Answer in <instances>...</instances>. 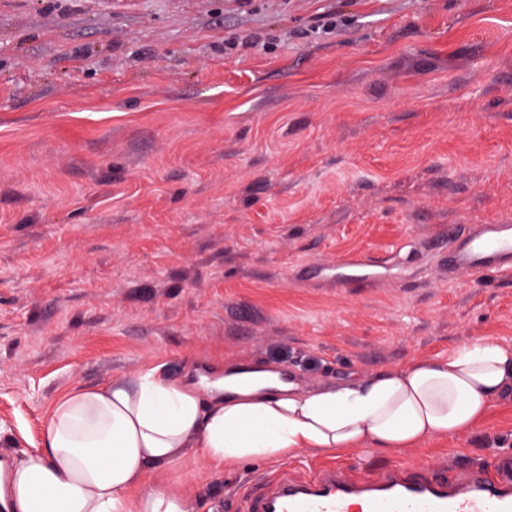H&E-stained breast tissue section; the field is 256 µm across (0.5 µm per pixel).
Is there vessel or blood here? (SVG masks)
<instances>
[{"instance_id": "b4317fda", "label": "vessel or blood", "mask_w": 512, "mask_h": 512, "mask_svg": "<svg viewBox=\"0 0 512 512\" xmlns=\"http://www.w3.org/2000/svg\"><path fill=\"white\" fill-rule=\"evenodd\" d=\"M449 271H512V223L490 221L448 244ZM512 512V458L452 477L446 467L402 464L374 478L329 466L300 479L288 472L248 487L241 512Z\"/></svg>"}]
</instances>
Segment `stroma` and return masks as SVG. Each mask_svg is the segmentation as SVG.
<instances>
[{
  "mask_svg": "<svg viewBox=\"0 0 512 512\" xmlns=\"http://www.w3.org/2000/svg\"><path fill=\"white\" fill-rule=\"evenodd\" d=\"M494 219L512 0H0V458L42 447L62 395L153 368L307 390L511 344L512 273L448 272L449 237ZM505 455L511 400L392 455H190L144 486L227 512L279 470Z\"/></svg>",
  "mask_w": 512,
  "mask_h": 512,
  "instance_id": "1",
  "label": "stroma"
}]
</instances>
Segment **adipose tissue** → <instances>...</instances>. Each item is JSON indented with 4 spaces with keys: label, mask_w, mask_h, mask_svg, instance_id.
<instances>
[{
    "label": "adipose tissue",
    "mask_w": 512,
    "mask_h": 512,
    "mask_svg": "<svg viewBox=\"0 0 512 512\" xmlns=\"http://www.w3.org/2000/svg\"><path fill=\"white\" fill-rule=\"evenodd\" d=\"M197 386L148 370L53 405L43 446L9 462V512H201L178 486L143 489L187 453L220 470L247 460L370 446L390 454L473 431L512 400V344L477 338L367 379L302 391L229 375Z\"/></svg>",
    "instance_id": "ef3b65f1"
}]
</instances>
